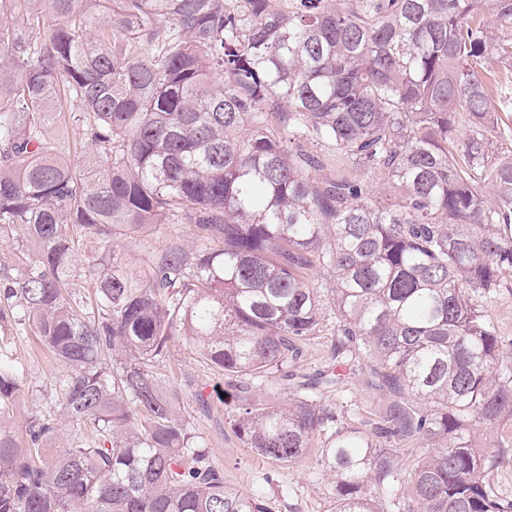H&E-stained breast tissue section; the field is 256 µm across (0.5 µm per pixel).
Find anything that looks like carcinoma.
<instances>
[{"label": "carcinoma", "mask_w": 512, "mask_h": 512, "mask_svg": "<svg viewBox=\"0 0 512 512\" xmlns=\"http://www.w3.org/2000/svg\"><path fill=\"white\" fill-rule=\"evenodd\" d=\"M0 14V232L33 247L0 260V320L59 368L15 428L25 370L0 359V512H269L263 489L225 486L181 389L149 370L178 336L224 376L257 455L288 467L318 445L333 512H512L489 482L512 463V361L487 314L512 275V157L493 141L512 112V0ZM67 105L93 167L64 159ZM325 153L345 171L324 174ZM164 219L196 225L202 251L173 241L140 279L117 270L114 241ZM327 334L307 382L303 349ZM364 362L388 397L369 417L339 409ZM401 448L424 453L404 469Z\"/></svg>", "instance_id": "obj_1"}]
</instances>
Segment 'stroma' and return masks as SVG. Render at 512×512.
I'll use <instances>...</instances> for the list:
<instances>
[{"mask_svg": "<svg viewBox=\"0 0 512 512\" xmlns=\"http://www.w3.org/2000/svg\"><path fill=\"white\" fill-rule=\"evenodd\" d=\"M174 239L188 247L200 243L195 225L160 224L150 232L117 240L115 255L127 271L136 274ZM0 353L21 362L26 369L29 397L19 406V415L29 413L33 401L52 398L58 368L31 332L14 324L0 325ZM152 371L162 382L181 387L180 411L213 462L223 467L227 486L243 491L264 486L271 512H331L333 483L319 472L318 452H310L289 468H280L245 447L232 429L231 407L217 403L206 411L198 405L186 381L212 388L221 378L200 361L192 344L181 337L175 339Z\"/></svg>", "mask_w": 512, "mask_h": 512, "instance_id": "stroma-1", "label": "stroma"}]
</instances>
